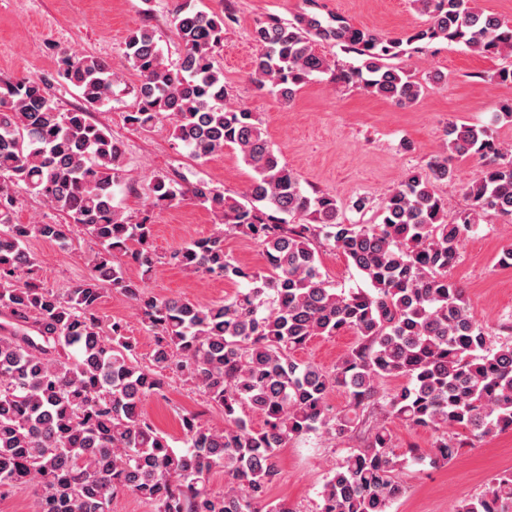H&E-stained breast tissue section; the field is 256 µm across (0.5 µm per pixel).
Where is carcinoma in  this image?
Returning <instances> with one entry per match:
<instances>
[{
	"label": "carcinoma",
	"mask_w": 512,
	"mask_h": 512,
	"mask_svg": "<svg viewBox=\"0 0 512 512\" xmlns=\"http://www.w3.org/2000/svg\"><path fill=\"white\" fill-rule=\"evenodd\" d=\"M430 17L424 29L379 36L337 17L307 13L285 22L269 17L251 36L258 46L249 81L286 103L316 73L359 85L397 104L416 101L424 86L391 63L421 45L445 40L482 56L512 53V25L476 9L472 0H413ZM232 13H207L178 0L172 26L180 53L166 62L153 31L128 37L124 54L138 72L137 104L126 115L145 129L166 118L175 139L198 158L230 147L254 171L246 202L229 200L198 181L189 188L169 175L151 185L141 220L129 223L114 205L123 144L91 120L112 100L119 76L104 60L63 51L59 74L83 106L60 111L42 80H0V488L40 479L34 512H110L112 497L130 492L153 512H294L267 491L278 475L279 450L320 432L360 439L327 472L318 512H389L406 487L403 467L382 423L398 419L437 434L433 460L446 463L457 436L512 431V343L489 346L463 288L448 277L462 239L490 210L512 219V149L488 128L448 126L446 149L431 156L429 174L411 173L382 201L381 223L338 218L335 196L308 193L271 148L256 113L224 104L229 96L215 55ZM333 41L357 57L340 65L315 51ZM484 160L465 187L470 208L450 224L431 180L453 177L454 157ZM65 214L68 224L13 222L17 189ZM212 212L217 231L173 251L185 271L239 279L244 288L220 303L160 299L145 279L126 276V257L148 273L151 209L185 196ZM95 240L89 275L61 293L33 277V237L72 245L70 225ZM254 241L263 270H247L224 252V233ZM343 254L370 290L346 291L323 277L318 248ZM113 288L135 303L153 334L147 361L114 322L102 334L99 304ZM355 338L331 369L299 362L293 351L317 336ZM201 390L224 411V425L199 413L181 418L176 450L146 416L144 403L169 385V375ZM404 378L399 389L381 388ZM348 408L329 405L335 388ZM263 418L250 426L245 410ZM215 468L224 487L209 485ZM512 471L457 512H509Z\"/></svg>",
	"instance_id": "cac0c4a2"
}]
</instances>
